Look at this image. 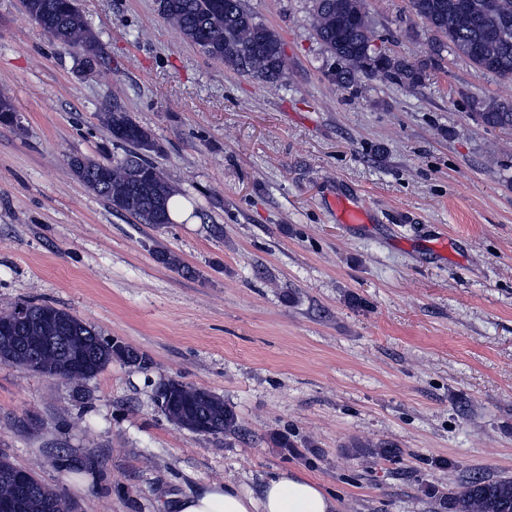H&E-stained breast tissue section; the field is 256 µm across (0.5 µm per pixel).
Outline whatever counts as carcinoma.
Segmentation results:
<instances>
[{
	"mask_svg": "<svg viewBox=\"0 0 512 512\" xmlns=\"http://www.w3.org/2000/svg\"><path fill=\"white\" fill-rule=\"evenodd\" d=\"M312 25L337 66L331 79L352 88L363 78L391 79L419 86L426 64L373 48L366 0H312ZM27 15L43 23L58 45L91 55L88 72L104 64L92 28L77 0H21ZM410 11L440 39L432 44L430 63L447 51L477 68L512 78V0H408ZM161 16L176 26L210 58L280 87L286 78L279 34L246 8L244 0H159ZM477 118L487 127L512 129V102L486 101ZM0 123L18 124L12 100L0 96ZM103 124L122 154L106 159L74 155V175L112 211L157 227L171 223L168 203L176 195L166 173L149 158L158 149L152 132L118 103L104 112ZM28 319L0 336L17 337L14 365L49 378L81 381L97 376L112 362H125L112 341L71 312L47 303L27 302ZM166 418L176 423L202 422L216 435L240 429L235 409L215 394H196L169 384ZM353 455L391 457L398 449L388 442H355ZM18 468L0 449V492L12 488ZM441 512H512V478L473 477L457 490L428 491ZM60 495L34 480L21 512H52Z\"/></svg>",
	"mask_w": 512,
	"mask_h": 512,
	"instance_id": "cac0c4a2",
	"label": "carcinoma"
}]
</instances>
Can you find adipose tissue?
<instances>
[{
    "label": "adipose tissue",
    "mask_w": 512,
    "mask_h": 512,
    "mask_svg": "<svg viewBox=\"0 0 512 512\" xmlns=\"http://www.w3.org/2000/svg\"><path fill=\"white\" fill-rule=\"evenodd\" d=\"M174 508L176 512H339V503L316 481L291 474L268 480L256 496L229 482L208 481L177 497Z\"/></svg>",
    "instance_id": "adipose-tissue-1"
}]
</instances>
